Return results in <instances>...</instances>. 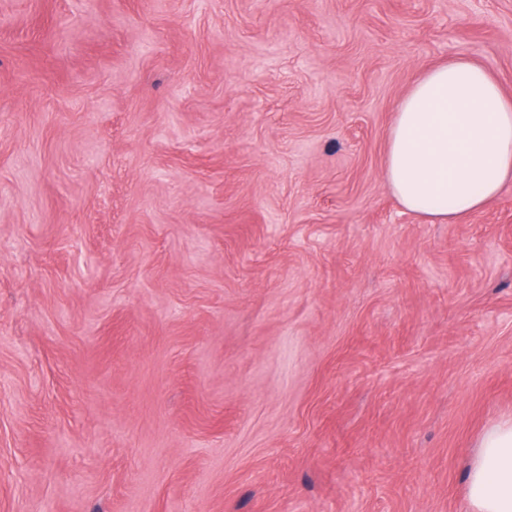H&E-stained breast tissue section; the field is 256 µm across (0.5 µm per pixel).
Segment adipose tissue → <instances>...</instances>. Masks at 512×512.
<instances>
[{
  "mask_svg": "<svg viewBox=\"0 0 512 512\" xmlns=\"http://www.w3.org/2000/svg\"><path fill=\"white\" fill-rule=\"evenodd\" d=\"M385 178L407 211L457 223L512 183V97L481 64L455 57L423 71L399 101ZM467 512H512V420L480 436Z\"/></svg>",
  "mask_w": 512,
  "mask_h": 512,
  "instance_id": "ef3b65f1",
  "label": "adipose tissue"
}]
</instances>
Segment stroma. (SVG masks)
<instances>
[{
    "instance_id": "obj_1",
    "label": "stroma",
    "mask_w": 512,
    "mask_h": 512,
    "mask_svg": "<svg viewBox=\"0 0 512 512\" xmlns=\"http://www.w3.org/2000/svg\"><path fill=\"white\" fill-rule=\"evenodd\" d=\"M512 0H0V512H467L512 418V184L384 178Z\"/></svg>"
}]
</instances>
